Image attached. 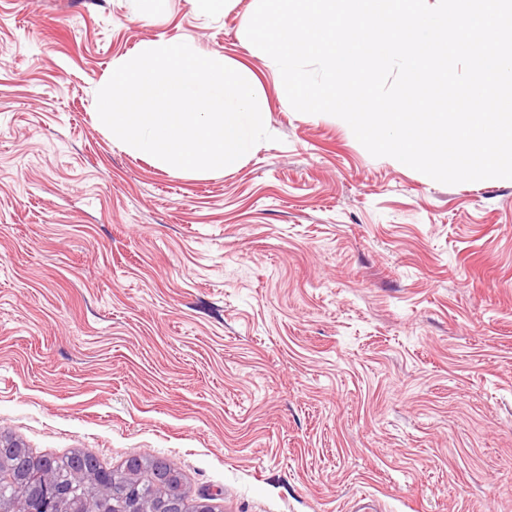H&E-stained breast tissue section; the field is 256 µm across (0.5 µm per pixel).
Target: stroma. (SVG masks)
<instances>
[{
	"instance_id": "35a3bbf8",
	"label": "stroma",
	"mask_w": 512,
	"mask_h": 512,
	"mask_svg": "<svg viewBox=\"0 0 512 512\" xmlns=\"http://www.w3.org/2000/svg\"><path fill=\"white\" fill-rule=\"evenodd\" d=\"M257 0H0V433L169 460L216 512H512V180L447 185L295 111ZM146 41L256 77L198 178L94 101Z\"/></svg>"
}]
</instances>
